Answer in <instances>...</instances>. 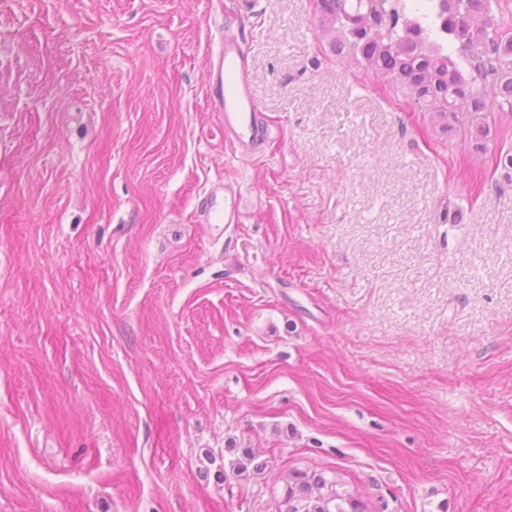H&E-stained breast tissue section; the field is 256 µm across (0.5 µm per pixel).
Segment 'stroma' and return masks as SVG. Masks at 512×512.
<instances>
[{
    "label": "stroma",
    "mask_w": 512,
    "mask_h": 512,
    "mask_svg": "<svg viewBox=\"0 0 512 512\" xmlns=\"http://www.w3.org/2000/svg\"><path fill=\"white\" fill-rule=\"evenodd\" d=\"M319 17L0 0V512H280L307 470L369 512H512V112L473 150ZM219 23L251 158L208 101ZM251 63L240 39L221 31L207 71L208 98L224 118V142L253 156L269 139V126L249 89Z\"/></svg>",
    "instance_id": "1"
}]
</instances>
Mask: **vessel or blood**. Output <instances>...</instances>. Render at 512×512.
<instances>
[{
  "instance_id": "1",
  "label": "vessel or blood",
  "mask_w": 512,
  "mask_h": 512,
  "mask_svg": "<svg viewBox=\"0 0 512 512\" xmlns=\"http://www.w3.org/2000/svg\"><path fill=\"white\" fill-rule=\"evenodd\" d=\"M251 63L240 39L222 32L207 71L208 98L224 119V141L242 156H253L269 138V126L249 89Z\"/></svg>"
}]
</instances>
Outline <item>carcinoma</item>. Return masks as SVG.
<instances>
[{"instance_id": "obj_1", "label": "carcinoma", "mask_w": 512, "mask_h": 512, "mask_svg": "<svg viewBox=\"0 0 512 512\" xmlns=\"http://www.w3.org/2000/svg\"><path fill=\"white\" fill-rule=\"evenodd\" d=\"M379 18L368 36L350 32L344 17L365 10V0H321V30L333 52H347L407 87L417 103L444 121L457 113L512 107V76L504 71V50L512 37L498 33L494 7L500 0H439L440 13L410 10L411 0H370ZM285 512H366V505L342 489L336 478L299 471L283 495Z\"/></svg>"}]
</instances>
